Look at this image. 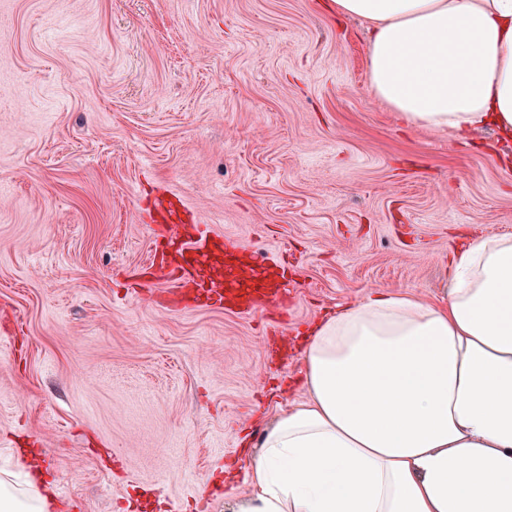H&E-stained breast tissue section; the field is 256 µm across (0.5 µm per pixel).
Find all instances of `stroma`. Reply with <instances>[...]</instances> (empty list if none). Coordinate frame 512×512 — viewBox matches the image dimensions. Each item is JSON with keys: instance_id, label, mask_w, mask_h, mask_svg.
Instances as JSON below:
<instances>
[{"instance_id": "1", "label": "stroma", "mask_w": 512, "mask_h": 512, "mask_svg": "<svg viewBox=\"0 0 512 512\" xmlns=\"http://www.w3.org/2000/svg\"><path fill=\"white\" fill-rule=\"evenodd\" d=\"M368 38L320 0H0V474L45 456L49 512H229L310 324L512 234V143L404 124ZM165 193L287 270V316L152 302Z\"/></svg>"}]
</instances>
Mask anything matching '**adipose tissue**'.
Segmentation results:
<instances>
[{
	"label": "adipose tissue",
	"instance_id": "obj_1",
	"mask_svg": "<svg viewBox=\"0 0 512 512\" xmlns=\"http://www.w3.org/2000/svg\"><path fill=\"white\" fill-rule=\"evenodd\" d=\"M368 22L369 86L409 125L512 140V0H329ZM238 512H512V235L462 241L445 294L370 292L302 345ZM47 490L0 480V512Z\"/></svg>",
	"mask_w": 512,
	"mask_h": 512
}]
</instances>
